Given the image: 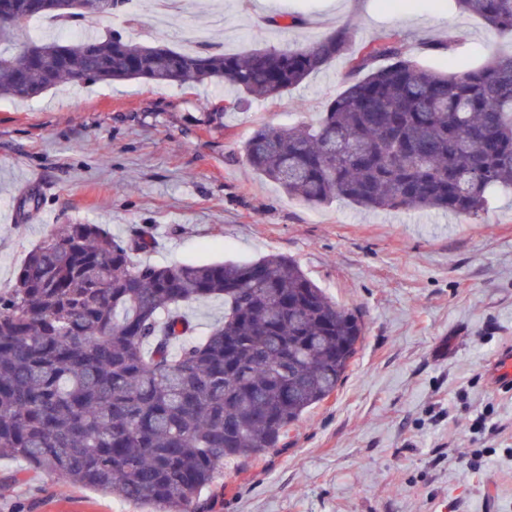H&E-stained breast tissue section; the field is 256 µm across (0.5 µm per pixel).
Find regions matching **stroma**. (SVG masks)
<instances>
[{"label":"stroma","instance_id":"obj_1","mask_svg":"<svg viewBox=\"0 0 512 512\" xmlns=\"http://www.w3.org/2000/svg\"><path fill=\"white\" fill-rule=\"evenodd\" d=\"M298 15L302 27L268 25ZM352 53L398 34L422 66L481 63L499 39L452 0H181L164 20L133 0L99 33L180 48L192 28L238 53L295 48L336 25ZM455 41L456 53L437 52ZM337 60L282 97L224 105L219 87L140 80L0 99V292L51 229L97 224L139 262H252L285 255L366 331L336 394L288 445L225 462L206 512H512V390L486 365L512 338V198L478 218L364 211L288 196L246 160L260 126L317 121L343 88ZM0 512H154L0 458Z\"/></svg>","mask_w":512,"mask_h":512}]
</instances>
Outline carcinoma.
<instances>
[{
	"instance_id": "cac0c4a2",
	"label": "carcinoma",
	"mask_w": 512,
	"mask_h": 512,
	"mask_svg": "<svg viewBox=\"0 0 512 512\" xmlns=\"http://www.w3.org/2000/svg\"><path fill=\"white\" fill-rule=\"evenodd\" d=\"M512 41V0H454ZM64 34L25 39L27 66L0 40V98L85 83L227 84L268 100L347 57L342 25L295 49L180 52L76 28L71 6L33 11ZM344 89L315 123L262 126L242 146L253 169L312 205L478 216L512 194V50L440 73L394 33L348 57ZM152 247L97 224H68L33 247L0 293V457L158 512H198L226 460L284 447L288 430L336 393L363 335L291 258L135 264ZM224 302V320L186 336L181 308Z\"/></svg>"
}]
</instances>
